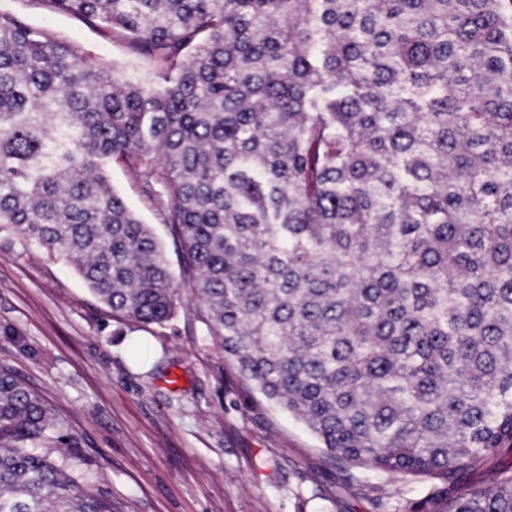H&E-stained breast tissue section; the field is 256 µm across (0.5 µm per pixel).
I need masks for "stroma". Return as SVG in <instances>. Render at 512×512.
Instances as JSON below:
<instances>
[{
  "label": "stroma",
  "mask_w": 512,
  "mask_h": 512,
  "mask_svg": "<svg viewBox=\"0 0 512 512\" xmlns=\"http://www.w3.org/2000/svg\"><path fill=\"white\" fill-rule=\"evenodd\" d=\"M56 36L81 44L99 62L134 80L146 64L121 38L32 0H0ZM113 188L179 262L168 228L124 163ZM197 302L183 296L158 325L113 317L72 264L0 234V365L43 399L112 490L120 512H403L437 484L336 462L299 421L240 377L206 333Z\"/></svg>",
  "instance_id": "stroma-1"
}]
</instances>
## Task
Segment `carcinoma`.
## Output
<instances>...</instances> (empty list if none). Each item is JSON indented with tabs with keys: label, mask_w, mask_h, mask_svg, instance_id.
Here are the masks:
<instances>
[{
	"label": "carcinoma",
	"mask_w": 512,
	"mask_h": 512,
	"mask_svg": "<svg viewBox=\"0 0 512 512\" xmlns=\"http://www.w3.org/2000/svg\"><path fill=\"white\" fill-rule=\"evenodd\" d=\"M38 2L164 67L132 81L0 12V232L121 319L164 324L189 293L339 462L446 479L512 453V0ZM0 512H116L2 366ZM407 512H512V468ZM111 181L113 188L124 198L128 206L134 210L144 223L150 224L157 239L163 246L170 269L176 280L180 279V268L174 245L166 224L161 223L158 212L147 203L139 192V179L124 163H112Z\"/></svg>",
	"instance_id": "1"
}]
</instances>
